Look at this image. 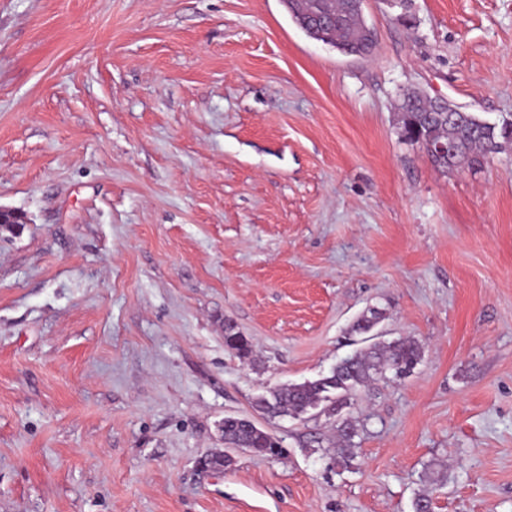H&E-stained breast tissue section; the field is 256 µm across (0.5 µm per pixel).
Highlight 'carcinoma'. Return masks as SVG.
Listing matches in <instances>:
<instances>
[{
	"instance_id": "carcinoma-1",
	"label": "carcinoma",
	"mask_w": 512,
	"mask_h": 512,
	"mask_svg": "<svg viewBox=\"0 0 512 512\" xmlns=\"http://www.w3.org/2000/svg\"><path fill=\"white\" fill-rule=\"evenodd\" d=\"M296 25L309 38L337 51L360 58L371 56L376 47L374 30L362 16V0H283ZM401 136L422 145L448 143L454 153L432 155V164L443 172L480 167L493 154L512 149V119L489 122L473 112H457L446 100L434 101L419 90L403 92L398 105ZM224 344L240 357L250 356L249 339L227 324ZM422 347L410 339H399L384 346L375 345L341 359L330 375L301 384L273 387L258 397L255 408L269 418H299L309 409L338 414L353 392L368 386L392 371L401 376L415 367ZM333 453L336 462L346 467L356 458L352 421L345 419L336 429ZM224 446L248 448L251 452L277 459L283 455L282 440L238 416L224 418Z\"/></svg>"
}]
</instances>
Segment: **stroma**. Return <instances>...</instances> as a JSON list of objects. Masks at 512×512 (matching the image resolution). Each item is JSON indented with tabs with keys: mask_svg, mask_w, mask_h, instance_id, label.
I'll use <instances>...</instances> for the list:
<instances>
[{
	"mask_svg": "<svg viewBox=\"0 0 512 512\" xmlns=\"http://www.w3.org/2000/svg\"><path fill=\"white\" fill-rule=\"evenodd\" d=\"M362 9L368 59L282 0H0V512H512V150L440 172L396 109L511 116L512 0ZM399 338L350 468L254 408ZM228 415L286 455L202 469Z\"/></svg>",
	"mask_w": 512,
	"mask_h": 512,
	"instance_id": "1",
	"label": "stroma"
}]
</instances>
